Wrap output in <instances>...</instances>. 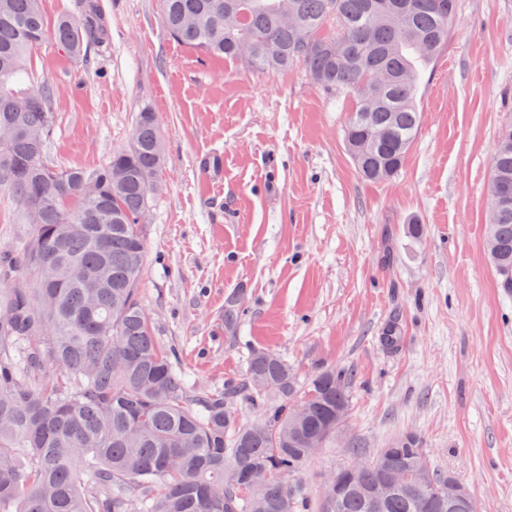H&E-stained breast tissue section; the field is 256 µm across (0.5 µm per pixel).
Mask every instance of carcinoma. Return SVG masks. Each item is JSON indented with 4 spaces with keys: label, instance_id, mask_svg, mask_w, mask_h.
Wrapping results in <instances>:
<instances>
[{
    "label": "carcinoma",
    "instance_id": "cac0c4a2",
    "mask_svg": "<svg viewBox=\"0 0 512 512\" xmlns=\"http://www.w3.org/2000/svg\"><path fill=\"white\" fill-rule=\"evenodd\" d=\"M169 35L205 56L262 73L302 65L320 88L353 100L345 143L362 177L401 170L421 127L422 78L448 46L458 0H159ZM95 13L48 29L40 0H0V190L38 207L24 245L31 288L0 296V512H419L399 490L375 511L381 471L354 475L338 501L313 499L294 476L304 438L349 412L351 373L325 369L299 383L288 362L254 348L244 382L191 402L172 355L139 300L144 211L155 196L162 144L145 107L128 148L96 170L48 163L54 87L37 83L31 51L51 38L73 57L100 39ZM491 164L497 199L486 238L498 285L512 293V121ZM262 411L251 425L235 405ZM306 414L288 425L297 405ZM408 474L420 439L401 436L373 460ZM271 475L265 485L249 474ZM429 512H448L443 479L429 475Z\"/></svg>",
    "mask_w": 512,
    "mask_h": 512
}]
</instances>
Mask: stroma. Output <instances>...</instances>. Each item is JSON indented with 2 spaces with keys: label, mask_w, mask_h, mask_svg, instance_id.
I'll use <instances>...</instances> for the list:
<instances>
[{
  "label": "stroma",
  "mask_w": 512,
  "mask_h": 512,
  "mask_svg": "<svg viewBox=\"0 0 512 512\" xmlns=\"http://www.w3.org/2000/svg\"><path fill=\"white\" fill-rule=\"evenodd\" d=\"M95 2L106 40L78 59L50 41L32 56L56 87L46 157L101 168L142 107L155 113L164 153L140 298L192 395L240 382L253 347L302 380L348 369L350 415L297 476L310 495L350 443L368 459L414 434L479 512H512V295L484 251L491 158L512 118V0H459L419 91L418 136L379 183L345 147L352 101L302 67L269 75L203 57L170 38L158 0ZM209 152L224 158L222 182L198 165ZM21 211L0 192L2 265L30 236ZM391 327L395 351L380 341Z\"/></svg>",
  "instance_id": "obj_1"
}]
</instances>
